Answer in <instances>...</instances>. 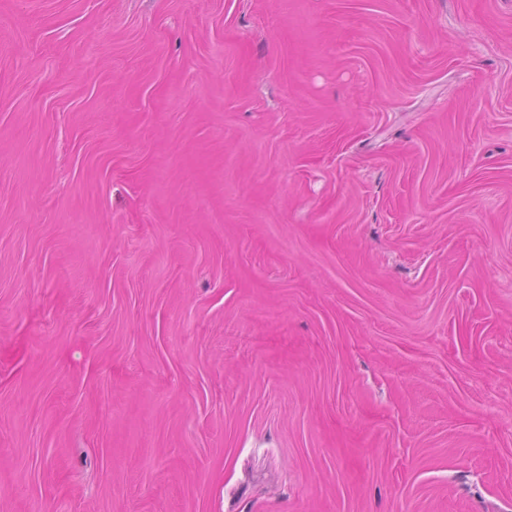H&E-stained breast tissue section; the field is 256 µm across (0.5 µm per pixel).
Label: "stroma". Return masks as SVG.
Wrapping results in <instances>:
<instances>
[{
    "label": "stroma",
    "instance_id": "35a3bbf8",
    "mask_svg": "<svg viewBox=\"0 0 512 512\" xmlns=\"http://www.w3.org/2000/svg\"><path fill=\"white\" fill-rule=\"evenodd\" d=\"M0 512H512V0H0Z\"/></svg>",
    "mask_w": 512,
    "mask_h": 512
}]
</instances>
